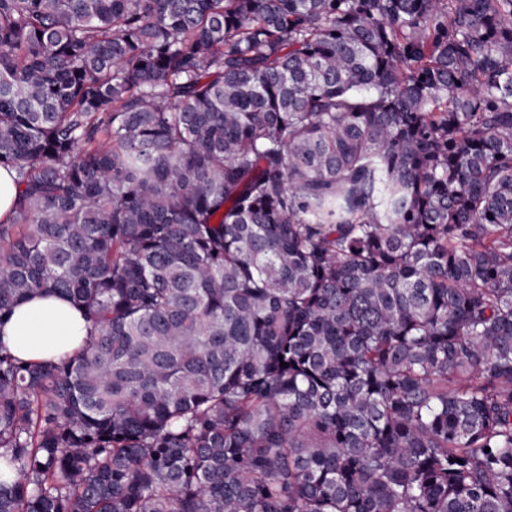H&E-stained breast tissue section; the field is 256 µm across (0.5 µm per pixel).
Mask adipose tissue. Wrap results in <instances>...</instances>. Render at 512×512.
<instances>
[{
	"instance_id": "1",
	"label": "adipose tissue",
	"mask_w": 512,
	"mask_h": 512,
	"mask_svg": "<svg viewBox=\"0 0 512 512\" xmlns=\"http://www.w3.org/2000/svg\"><path fill=\"white\" fill-rule=\"evenodd\" d=\"M87 335L80 311L56 295L33 297L14 310L0 327V340L19 358L30 362L72 355Z\"/></svg>"
}]
</instances>
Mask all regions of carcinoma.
I'll return each instance as SVG.
<instances>
[{"label":"carcinoma","instance_id":"cac0c4a2","mask_svg":"<svg viewBox=\"0 0 512 512\" xmlns=\"http://www.w3.org/2000/svg\"><path fill=\"white\" fill-rule=\"evenodd\" d=\"M0 168V512H512V0H0ZM18 188L14 182V173L0 168V220H6L17 198ZM0 333L17 357L41 362L72 355L86 338L87 329L80 311L69 300L43 295L17 306Z\"/></svg>","mask_w":512,"mask_h":512}]
</instances>
